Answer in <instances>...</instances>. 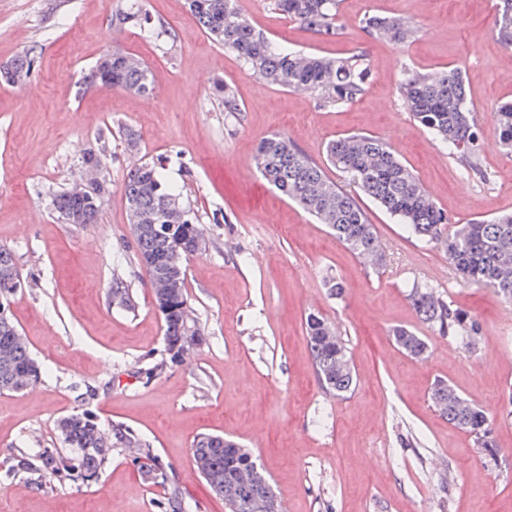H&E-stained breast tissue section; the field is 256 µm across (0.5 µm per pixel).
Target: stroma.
I'll return each instance as SVG.
<instances>
[{"label": "stroma", "instance_id": "stroma-1", "mask_svg": "<svg viewBox=\"0 0 512 512\" xmlns=\"http://www.w3.org/2000/svg\"><path fill=\"white\" fill-rule=\"evenodd\" d=\"M129 2L0 0V66L35 58L26 84L0 82V246L27 279L11 314L41 368L36 384L0 392V512H162L171 490L182 512H226L194 473L192 444L204 433L252 452L282 512H512V303L466 284L441 248L410 237L367 199L386 264H364L253 163L261 139L276 132L319 162L329 140L367 133L392 144L452 223L512 213V156L493 117L512 100L502 80L512 50L493 32V0H341L343 32L333 39L275 13L269 0H239L253 27L288 49L364 56L371 83L343 106L260 83L207 37L185 0H137L165 33L116 31L111 15ZM372 13L412 19L421 33L404 46L369 37L362 19ZM115 49L153 70L157 94L85 86L88 69ZM406 65L461 68L481 129L482 175L467 173L406 111L398 93ZM219 83L234 88L241 116L225 112ZM90 151L103 160L109 201L97 223H64L52 200ZM152 161L181 188L209 242L185 263L202 340L167 366L123 192L128 170ZM331 277L343 282L342 295L331 293ZM118 278L132 305L113 297ZM416 282L476 318V350L418 319L408 300ZM311 314L350 351L357 383L345 397L318 380ZM397 327L427 341L425 357L394 345ZM438 379L486 411L496 461L436 411L429 392ZM76 413L106 431L133 429L150 443L163 482L124 447L110 448L89 481L9 472L20 451L54 448L77 461L58 428ZM441 455L446 464L434 467Z\"/></svg>", "mask_w": 512, "mask_h": 512}]
</instances>
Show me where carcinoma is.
<instances>
[{"instance_id": "carcinoma-1", "label": "carcinoma", "mask_w": 512, "mask_h": 512, "mask_svg": "<svg viewBox=\"0 0 512 512\" xmlns=\"http://www.w3.org/2000/svg\"><path fill=\"white\" fill-rule=\"evenodd\" d=\"M190 12L201 29L216 44L236 53L247 70L269 86L295 90L306 88L323 105H347L357 101L367 90L369 73L359 54L331 59L315 53L290 52L267 35L255 30L238 7V0H187ZM273 8L302 28L324 38L341 34L339 0H273ZM142 12L118 9L112 24L118 29L139 25ZM363 29L371 36L387 39L399 46L407 43L419 25L406 18L372 14L363 19ZM495 29L504 46L512 49V0H498ZM90 85L119 88L138 95H150L155 88L150 68L139 58L112 51L111 68L99 72L92 68L85 76ZM224 111L238 113L241 108L233 89L217 85ZM399 91L403 104L434 138L473 173L482 175L475 161L479 128L473 119L474 106L468 97L460 68L440 72L436 78L426 72L405 68L401 72ZM495 120L502 148L512 155V102L496 107ZM327 161L348 178V184L375 201L417 239L441 247L462 278L493 289L512 302V214L493 220L475 219L467 224H451L445 211L438 208L419 183L413 171L396 155L383 138L368 134H349L332 139L326 147ZM260 175L282 195L330 228L336 239L356 256L379 267L385 255L377 251L375 225L369 222L358 197L331 179L322 164L308 157L288 137L273 134L263 138L254 156ZM126 206L135 203L139 212L128 211L132 224H152L162 205L177 202L190 209L181 194L167 185L156 164L144 163L130 169L124 181ZM56 212L63 216L78 213L82 223H97L99 211L91 204L64 189L54 198ZM176 247V237L158 228H148L136 239V261L144 271L153 294L161 289L154 280L170 278V300L161 312L165 342L178 343L183 336L184 310L188 301L186 270L179 264L175 274L168 271L167 261ZM25 283L14 254L0 246V291H12ZM410 303L421 322L442 336L461 340L471 349L478 335L477 321L453 307L426 284L416 283L409 293ZM307 338L315 370L322 387L331 395L343 397L353 390L354 372L346 344L335 328L322 317L311 314L306 319ZM16 325L12 318L0 320V391L15 390L16 380L32 367V357L23 345L15 342ZM395 344L407 355L420 358L427 353L426 341L407 328L393 330ZM437 411L448 423L468 432L478 448L490 459L496 458L495 444L487 413L462 397L443 380L430 393ZM96 422L86 414L61 419L65 442L81 453V477L94 476L106 457L107 449L99 443ZM114 444L135 443L148 461L146 474L159 470L150 444L130 428L112 426ZM194 460L203 463L200 470L212 493L220 496L224 481L241 470L256 471L254 479L241 485L237 501L228 512H268L275 492L252 453L233 440L218 435H203L194 442ZM10 471L29 473L47 471L66 479L73 476L74 465L54 449L45 448L38 458L20 453L11 458Z\"/></svg>"}]
</instances>
